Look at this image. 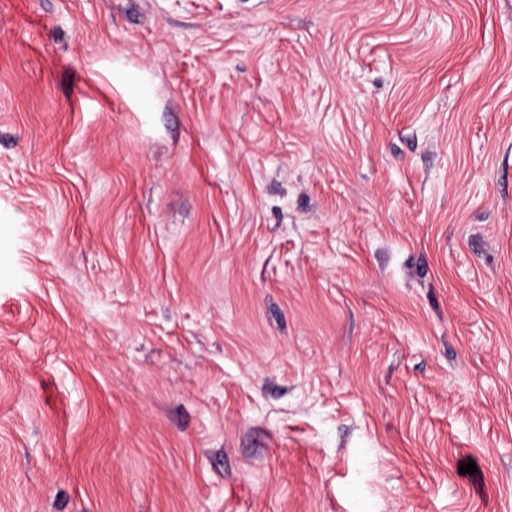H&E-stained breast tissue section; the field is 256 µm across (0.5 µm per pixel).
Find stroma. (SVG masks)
<instances>
[{
    "instance_id": "35a3bbf8",
    "label": "stroma",
    "mask_w": 512,
    "mask_h": 512,
    "mask_svg": "<svg viewBox=\"0 0 512 512\" xmlns=\"http://www.w3.org/2000/svg\"><path fill=\"white\" fill-rule=\"evenodd\" d=\"M0 512H512V0H0Z\"/></svg>"
}]
</instances>
